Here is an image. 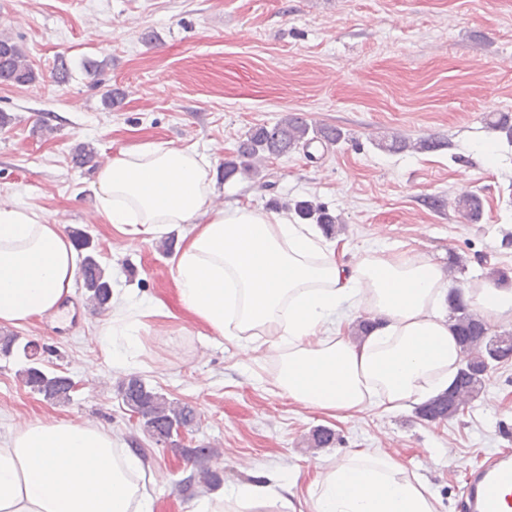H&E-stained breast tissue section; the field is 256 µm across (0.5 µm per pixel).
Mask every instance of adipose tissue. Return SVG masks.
I'll return each instance as SVG.
<instances>
[{"label": "adipose tissue", "instance_id": "1", "mask_svg": "<svg viewBox=\"0 0 512 512\" xmlns=\"http://www.w3.org/2000/svg\"><path fill=\"white\" fill-rule=\"evenodd\" d=\"M209 157L150 141L119 150L96 176L99 213L126 234L189 225L174 259L184 305L217 336L279 361L275 386L343 417L393 411L448 389L460 347L441 305L443 270L413 250L371 251L349 265L311 225L248 206L210 210ZM79 276L61 227L32 206L0 207V324L59 309ZM464 300L486 321L512 318V284L469 281ZM373 314L354 344L344 323ZM141 460L93 425L35 419L0 445V512H154ZM277 473L194 502L190 512L281 499ZM314 512H435L427 487L396 459L355 450L315 485Z\"/></svg>", "mask_w": 512, "mask_h": 512}]
</instances>
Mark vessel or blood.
<instances>
[{
	"label": "vessel or blood",
	"mask_w": 512,
	"mask_h": 512,
	"mask_svg": "<svg viewBox=\"0 0 512 512\" xmlns=\"http://www.w3.org/2000/svg\"><path fill=\"white\" fill-rule=\"evenodd\" d=\"M459 507L461 512H512V455L497 454L470 470Z\"/></svg>",
	"instance_id": "vessel-or-blood-1"
}]
</instances>
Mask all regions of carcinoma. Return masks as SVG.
<instances>
[{"instance_id":"obj_1","label":"carcinoma","mask_w":512,"mask_h":512,"mask_svg":"<svg viewBox=\"0 0 512 512\" xmlns=\"http://www.w3.org/2000/svg\"><path fill=\"white\" fill-rule=\"evenodd\" d=\"M0 81L15 85H28L36 81V72L26 55L6 34L0 35ZM487 125L512 138V114H490ZM343 138L341 129L314 126L304 114L291 112L273 125L250 128L238 142L234 155L224 159V179L229 180L241 173L258 176L261 162L266 158L286 155L315 141L334 144ZM440 146L441 142L432 138L412 143L394 135L383 148L390 152H403L409 148L431 151ZM455 207L469 221L477 220L481 211L479 198L472 194L458 198ZM293 211L300 219L319 225L326 235L336 233L338 218L323 204L299 200L294 202ZM80 278L90 304L96 309L105 308L112 297L111 283L91 253L83 257ZM448 307L453 314V328L462 349L464 370L457 373L452 392L441 394L420 407V416L429 421H443L456 416L467 401L480 394L490 370L512 358V345L494 348V337L489 335L483 317L469 308L462 295L449 293ZM21 376L31 391L46 399L62 403L71 399L74 388L72 380L63 375L48 374L37 362L29 363L21 370ZM119 393L130 411L141 417L142 431L151 439L161 436L170 438L173 432L191 426L197 418L194 407L168 399L138 375L123 378Z\"/></svg>"}]
</instances>
